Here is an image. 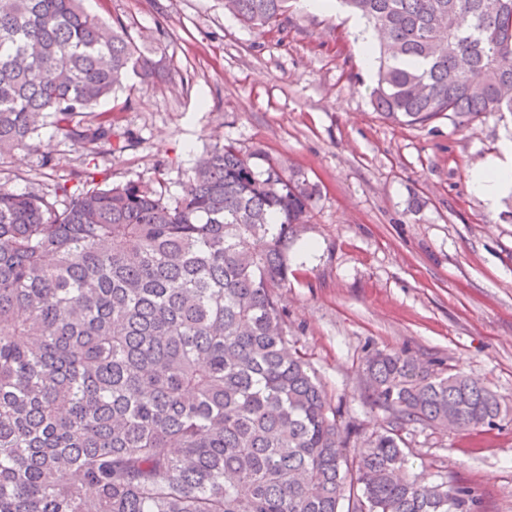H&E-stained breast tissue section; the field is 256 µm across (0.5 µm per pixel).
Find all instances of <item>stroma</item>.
<instances>
[{"instance_id": "stroma-1", "label": "stroma", "mask_w": 512, "mask_h": 512, "mask_svg": "<svg viewBox=\"0 0 512 512\" xmlns=\"http://www.w3.org/2000/svg\"><path fill=\"white\" fill-rule=\"evenodd\" d=\"M105 22L122 19L166 73L132 79L105 108L122 152L95 158L100 175L180 194L196 158L216 140L262 152L320 187L310 224L290 252L280 294L288 338L305 354L349 429L366 436L389 414L367 398L362 360L406 350L462 372L512 403V194L488 207L470 172L512 120L448 118L403 126L374 109L373 75L342 6H294L261 35L224 0H84ZM29 153L0 159V183L30 191L18 170L55 158L58 175L83 152L46 125ZM313 252H305L306 244ZM409 462L428 480L473 488L485 512H512V421L480 432L406 435Z\"/></svg>"}]
</instances>
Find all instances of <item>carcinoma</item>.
<instances>
[{"label": "carcinoma", "mask_w": 512, "mask_h": 512, "mask_svg": "<svg viewBox=\"0 0 512 512\" xmlns=\"http://www.w3.org/2000/svg\"><path fill=\"white\" fill-rule=\"evenodd\" d=\"M264 32L288 0H232ZM380 37L375 109L398 125L512 115V0H342ZM146 57L83 0H0V158L48 123L89 155L102 101ZM233 143L165 185L52 159L0 185V512H483L466 486L408 467L409 427L491 429L512 405L406 350L365 359L388 425L342 427L288 339L276 289L319 185Z\"/></svg>", "instance_id": "cac0c4a2"}]
</instances>
